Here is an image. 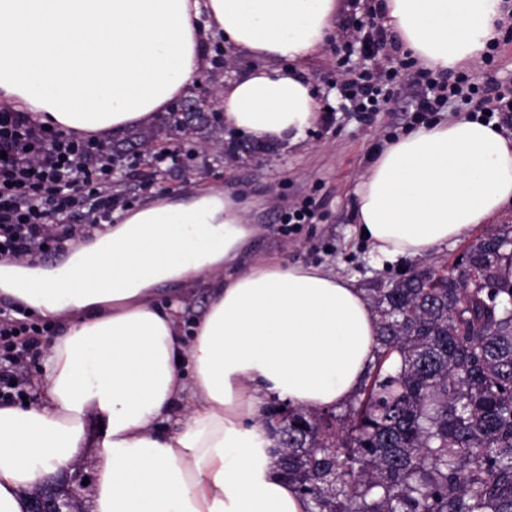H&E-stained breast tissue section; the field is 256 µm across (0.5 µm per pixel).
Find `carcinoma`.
Wrapping results in <instances>:
<instances>
[{"mask_svg":"<svg viewBox=\"0 0 512 512\" xmlns=\"http://www.w3.org/2000/svg\"><path fill=\"white\" fill-rule=\"evenodd\" d=\"M468 254L481 284L371 289L375 359L344 414L270 407L307 512H512V225Z\"/></svg>","mask_w":512,"mask_h":512,"instance_id":"cac0c4a2","label":"carcinoma"}]
</instances>
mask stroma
Segmentation results:
<instances>
[{"label":"stroma","instance_id":"35a3bbf8","mask_svg":"<svg viewBox=\"0 0 512 512\" xmlns=\"http://www.w3.org/2000/svg\"><path fill=\"white\" fill-rule=\"evenodd\" d=\"M226 67L203 64L198 83L178 105L194 104L206 94H218L230 72L250 68L246 52L224 47ZM344 57L336 39L327 40L308 64L312 81L321 93L320 104L332 107L330 121L316 124L302 144L281 150L253 137H236L216 107L203 108L202 120L190 122L189 136L173 125L171 112L159 113L145 128H133L117 138L119 148L140 152L144 147L170 145L191 152V160H179L167 175L145 184L141 170L129 172L113 184L112 191L130 207L165 195L187 193L199 183L230 189L251 201L250 223L260 232L251 245L258 258L299 261L353 279L361 289L400 277L409 269L452 267L480 236L494 232L491 224L475 225L465 236L449 240L423 258L404 259L383 267L372 258L355 231L353 189L371 163L374 151L388 138L412 129V111L420 89H397L381 112L367 116L346 111L336 87L338 63ZM471 74L479 80L494 79L499 90L512 99V19L508 20L495 53L493 66L477 63ZM240 140L243 149L224 150V143ZM311 200L310 223L283 226V207Z\"/></svg>","mask_w":512,"mask_h":512}]
</instances>
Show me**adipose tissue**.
<instances>
[{
    "instance_id": "obj_1",
    "label": "adipose tissue",
    "mask_w": 512,
    "mask_h": 512,
    "mask_svg": "<svg viewBox=\"0 0 512 512\" xmlns=\"http://www.w3.org/2000/svg\"><path fill=\"white\" fill-rule=\"evenodd\" d=\"M405 53L448 73L503 35L506 0H385ZM340 0H0V100L40 124L117 137L185 95L209 41L250 54L224 82L225 124L275 147L322 117L306 66ZM512 204V134L438 118L377 149L354 189L377 263L428 255ZM238 194L168 195L51 268L0 266V295L57 321L41 398L0 404V512L99 451L93 512H306L279 474L272 403L349 399L374 361L376 317L352 280L249 260L258 234ZM207 291L192 338L162 286Z\"/></svg>"
}]
</instances>
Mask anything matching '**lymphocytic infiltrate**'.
<instances>
[{
  "instance_id": "1",
  "label": "lymphocytic infiltrate",
  "mask_w": 512,
  "mask_h": 512,
  "mask_svg": "<svg viewBox=\"0 0 512 512\" xmlns=\"http://www.w3.org/2000/svg\"><path fill=\"white\" fill-rule=\"evenodd\" d=\"M386 29L369 26L363 34L345 24L336 39L347 53L368 57L361 70L340 72L339 89L354 112H378L393 88L417 81L421 87L414 121L427 124L447 104H475L477 111L498 115L512 125V104L504 102L494 81L477 83L467 72L448 77L427 68L396 66L378 58L377 46ZM169 166L165 153L116 154L111 141L92 134L51 130L13 107L0 106V259H35L49 252L64 253L70 245L88 241L94 230L111 222L119 201L111 192L113 172L142 162ZM63 221L53 232L50 217ZM49 323L31 321L24 308L11 304L0 312V403L25 396V376L41 335Z\"/></svg>"
}]
</instances>
